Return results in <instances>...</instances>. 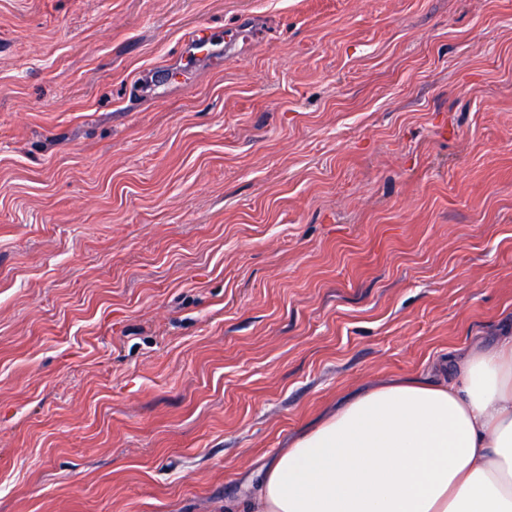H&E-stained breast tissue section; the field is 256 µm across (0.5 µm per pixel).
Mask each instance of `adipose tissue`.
I'll list each match as a JSON object with an SVG mask.
<instances>
[{"label":"adipose tissue","instance_id":"1","mask_svg":"<svg viewBox=\"0 0 512 512\" xmlns=\"http://www.w3.org/2000/svg\"><path fill=\"white\" fill-rule=\"evenodd\" d=\"M257 475L254 512H512V332L360 392Z\"/></svg>","mask_w":512,"mask_h":512}]
</instances>
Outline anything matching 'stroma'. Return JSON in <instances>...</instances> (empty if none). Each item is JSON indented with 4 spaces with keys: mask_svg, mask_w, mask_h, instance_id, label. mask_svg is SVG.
Masks as SVG:
<instances>
[{
    "mask_svg": "<svg viewBox=\"0 0 512 512\" xmlns=\"http://www.w3.org/2000/svg\"><path fill=\"white\" fill-rule=\"evenodd\" d=\"M510 329L512 0H0V512H247Z\"/></svg>",
    "mask_w": 512,
    "mask_h": 512,
    "instance_id": "obj_1",
    "label": "stroma"
}]
</instances>
